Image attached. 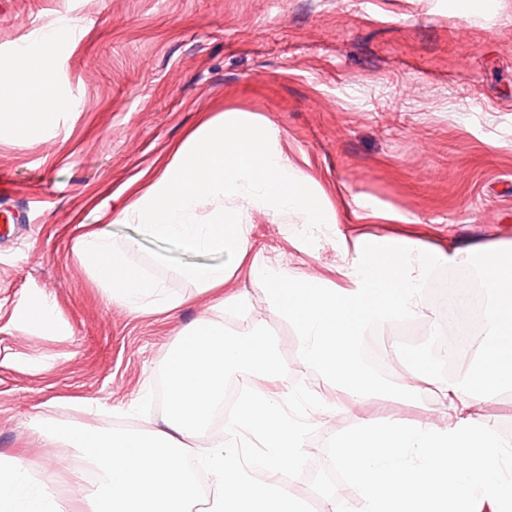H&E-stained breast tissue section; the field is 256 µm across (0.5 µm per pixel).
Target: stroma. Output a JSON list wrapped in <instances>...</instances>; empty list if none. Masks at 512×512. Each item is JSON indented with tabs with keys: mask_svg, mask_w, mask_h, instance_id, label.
Segmentation results:
<instances>
[{
	"mask_svg": "<svg viewBox=\"0 0 512 512\" xmlns=\"http://www.w3.org/2000/svg\"><path fill=\"white\" fill-rule=\"evenodd\" d=\"M52 22L78 37L40 38ZM19 44L50 63L53 93L24 138L0 98V179L13 186L0 197V460L22 458L34 481L80 484L87 467L78 450L62 460L33 447L37 425L159 421V381L179 332L202 318L247 328L179 276L209 255L117 220L209 120L248 118L335 210L334 233L302 248L287 217L239 206L256 250L285 269L344 286L338 242L368 234L461 251L475 271L485 249L512 243V0H475L465 16L450 14L448 0H0V70L14 66ZM76 224L137 239L133 262L184 304L154 314L109 302L74 254ZM228 288L249 291L252 316L289 348L293 327L247 271ZM39 298L53 307L50 323L21 324ZM407 342L384 328L364 351L390 355L396 380L437 371L428 351L407 364ZM392 419L441 414L425 390L316 418L308 472L294 483L305 512H320L327 490L337 512H359L346 478H331V439Z\"/></svg>",
	"mask_w": 512,
	"mask_h": 512,
	"instance_id": "35a3bbf8",
	"label": "stroma"
}]
</instances>
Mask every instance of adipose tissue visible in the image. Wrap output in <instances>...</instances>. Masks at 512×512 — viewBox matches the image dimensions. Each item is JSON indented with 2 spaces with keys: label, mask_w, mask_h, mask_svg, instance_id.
<instances>
[{
  "label": "adipose tissue",
  "mask_w": 512,
  "mask_h": 512,
  "mask_svg": "<svg viewBox=\"0 0 512 512\" xmlns=\"http://www.w3.org/2000/svg\"><path fill=\"white\" fill-rule=\"evenodd\" d=\"M229 126L237 127L235 136H226ZM241 199L288 215L295 224L336 227L334 210L307 188L288 158L236 114L205 123L177 146L164 176L133 198L123 214L146 235L211 255L210 263L184 267L181 275L198 293L214 297L222 312L246 314L248 293L228 294L224 285L248 269L292 325V356L284 355L260 320L245 333L209 319L189 325L163 367L168 406L161 421L112 433L40 427L39 437L63 452L79 449L95 471L88 510L78 508L70 492L33 486L22 466L4 464L0 512H191L200 495L196 467L189 464L193 456L212 485L209 512H301L290 485L273 479L299 470L308 457L305 425L288 408L299 403L332 411L336 405L319 393L269 392L271 376L297 363L353 402L374 395L419 396L416 380L392 384L370 367L361 342L372 330L423 317L432 270L459 263L460 252L407 238L361 236L339 270L346 287L316 286L260 261L248 225L224 216L225 204ZM208 203L211 221L194 223L197 209ZM74 235L75 256L113 304L157 313L181 305L164 281L130 261L137 241L116 247L107 224H80ZM481 273L491 299L478 368L462 384L441 377L428 381L442 423H364L333 442L362 512H512V443L475 411L512 385V248H488ZM240 371L253 375L254 386L226 420L223 436L211 437L209 422L224 407L227 378Z\"/></svg>",
  "instance_id": "obj_1"
}]
</instances>
